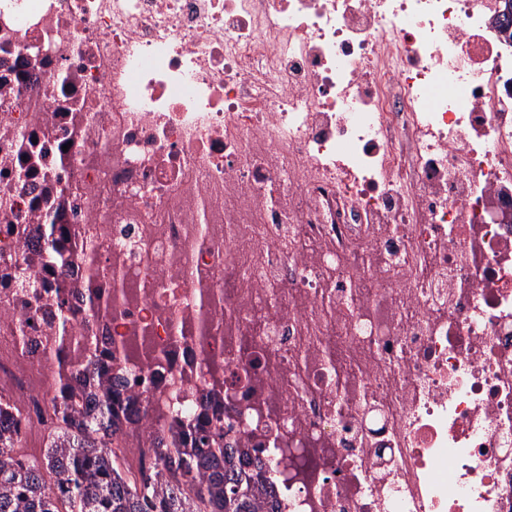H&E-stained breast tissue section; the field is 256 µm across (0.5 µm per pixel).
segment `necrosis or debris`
Here are the masks:
<instances>
[{"mask_svg":"<svg viewBox=\"0 0 512 512\" xmlns=\"http://www.w3.org/2000/svg\"><path fill=\"white\" fill-rule=\"evenodd\" d=\"M503 0H0V251L69 225L151 328L154 415L212 363L285 512H512V45ZM54 40L50 57L32 47ZM30 59L26 82L4 62ZM48 139L31 141L37 128ZM26 181L6 171L18 148ZM496 200L500 219L486 218ZM212 293L208 308L200 286ZM0 285V392L48 371ZM208 313L203 340L182 327Z\"/></svg>","mask_w":512,"mask_h":512,"instance_id":"obj_1","label":"necrosis or debris"}]
</instances>
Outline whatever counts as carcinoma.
<instances>
[{"mask_svg": "<svg viewBox=\"0 0 512 512\" xmlns=\"http://www.w3.org/2000/svg\"><path fill=\"white\" fill-rule=\"evenodd\" d=\"M43 239L41 265L48 272L64 271L70 264L65 229L55 221L35 228ZM83 295L87 334L83 355L70 354L73 325L63 314L65 278L56 279L54 294L46 296V281L11 258L0 259V277L38 302V325L27 337V351L49 350L55 367L48 400L51 426L41 456L18 452L24 433L19 425L0 430V512H280L273 487L262 471L261 456L253 468L239 467L237 434L231 414L208 411L212 393L202 395L205 412L191 431L172 418L144 432L145 447L158 459L162 471L153 479L136 480L117 463L125 430L140 417L150 416L130 380L113 372L112 363L142 359L151 364L158 354L142 344L101 348L93 326L112 322L121 280L116 270L102 266L94 253L82 258ZM112 280V293L101 292L100 281ZM79 376L93 384L78 388Z\"/></svg>", "mask_w": 512, "mask_h": 512, "instance_id": "carcinoma-1", "label": "carcinoma"}]
</instances>
